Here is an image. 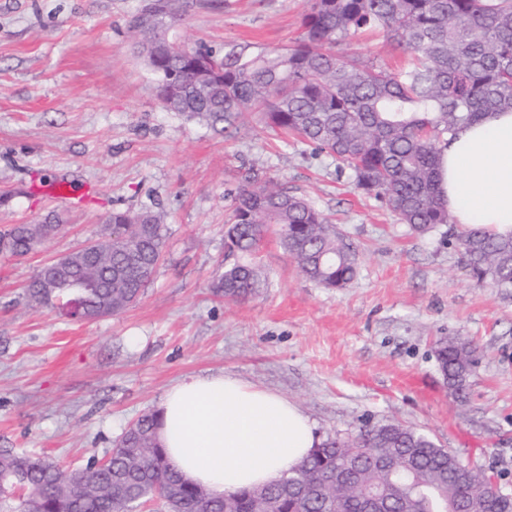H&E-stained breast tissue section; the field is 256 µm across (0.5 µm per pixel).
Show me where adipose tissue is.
Wrapping results in <instances>:
<instances>
[{
  "label": "adipose tissue",
  "instance_id": "ef3b65f1",
  "mask_svg": "<svg viewBox=\"0 0 512 512\" xmlns=\"http://www.w3.org/2000/svg\"><path fill=\"white\" fill-rule=\"evenodd\" d=\"M441 175L456 224L512 236V111L489 113L449 138ZM157 417L175 470L217 497L276 482L319 443L295 403L222 373L169 387Z\"/></svg>",
  "mask_w": 512,
  "mask_h": 512
}]
</instances>
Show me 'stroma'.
Returning a JSON list of instances; mask_svg holds the SVG:
<instances>
[{"mask_svg": "<svg viewBox=\"0 0 512 512\" xmlns=\"http://www.w3.org/2000/svg\"><path fill=\"white\" fill-rule=\"evenodd\" d=\"M144 0H0V230L58 215L64 229L23 257L0 254V448L64 465L100 461L171 385L224 373L297 404L319 438L367 420L419 429L512 492V295L479 282L449 243L457 224L412 231L337 178L336 160L282 141L245 116L222 133L165 111L134 52ZM308 0H195L171 35L223 53L293 44ZM315 202L356 251L343 288L306 278L267 237L266 285L248 300L213 295L224 220L246 175ZM88 189L77 204L55 182ZM151 208L168 229L142 298L77 322L28 306L52 258L97 240L113 210ZM477 345L451 392L439 339Z\"/></svg>", "mask_w": 512, "mask_h": 512, "instance_id": "1", "label": "stroma"}]
</instances>
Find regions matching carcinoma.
<instances>
[{
	"instance_id": "obj_1",
	"label": "carcinoma",
	"mask_w": 512,
	"mask_h": 512,
	"mask_svg": "<svg viewBox=\"0 0 512 512\" xmlns=\"http://www.w3.org/2000/svg\"><path fill=\"white\" fill-rule=\"evenodd\" d=\"M191 7V0H148L131 24L164 110L222 132L253 112L264 128L335 156L337 174L400 223L418 232L453 223L441 190V147L460 127L512 110V0H309L292 46L255 57L242 47L215 54L221 74L212 78L190 68L184 45L163 38ZM368 31L407 53V64L336 52ZM173 83L180 94L167 93ZM58 223L51 215L15 224L0 234V251L25 256ZM105 224L115 239L103 241L98 253L82 248L68 255L56 288H44L43 269L36 271L26 288L32 305L78 299L83 315L98 318L123 313L143 295L163 258L161 214L114 210ZM272 227L309 279L343 288L354 278L356 254L328 215L254 175L232 200L224 248L239 260L213 278L215 296L244 301L263 287L250 256ZM455 245L478 281L512 291V236L472 229ZM476 350L466 338L438 342L439 365L454 391L463 390ZM156 426L155 413L141 415L107 459L77 468L1 448L0 496H17V512H131L156 497L168 512H366L362 496L381 490L394 512H446L452 502L471 504V512L512 510L491 500L455 456L395 420L329 436L279 482L224 498L171 467Z\"/></svg>"
}]
</instances>
